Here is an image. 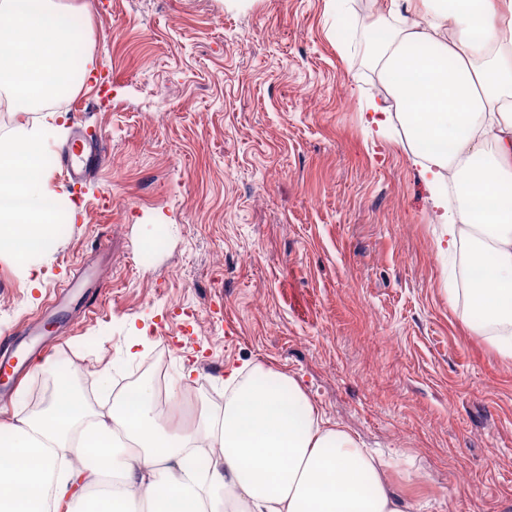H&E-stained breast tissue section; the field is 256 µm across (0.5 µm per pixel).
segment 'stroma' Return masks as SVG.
Wrapping results in <instances>:
<instances>
[{"label": "stroma", "mask_w": 512, "mask_h": 512, "mask_svg": "<svg viewBox=\"0 0 512 512\" xmlns=\"http://www.w3.org/2000/svg\"><path fill=\"white\" fill-rule=\"evenodd\" d=\"M60 2L96 68L60 110L103 157L72 186L69 137L48 142L49 183L81 210L40 287L0 250V339L37 319L67 331L0 423L45 409L64 377L108 405L158 353L186 393L164 424L182 427L222 409L226 372L259 364L381 453L416 512H512V360L448 298L454 261L400 132L362 117L384 95L361 29L375 0ZM79 268L97 305L53 325ZM135 327L148 340L130 359Z\"/></svg>", "instance_id": "1"}]
</instances>
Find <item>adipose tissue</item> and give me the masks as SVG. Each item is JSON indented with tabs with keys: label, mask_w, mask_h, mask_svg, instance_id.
<instances>
[{
	"label": "adipose tissue",
	"mask_w": 512,
	"mask_h": 512,
	"mask_svg": "<svg viewBox=\"0 0 512 512\" xmlns=\"http://www.w3.org/2000/svg\"><path fill=\"white\" fill-rule=\"evenodd\" d=\"M385 0L371 24L386 94L363 111L378 132L401 127L438 210L440 251L480 270L464 294L466 326L486 330L512 359V30L503 0ZM0 105L26 112L63 79L75 39L58 0H0ZM63 113L0 135V243L14 246L30 287L33 255L74 219L68 193L45 186L47 135ZM152 382L88 409L60 380L47 410L0 428V512H413L382 464L325 420L292 377L254 365L224 378V410L187 428L163 427ZM218 449L202 475L194 443Z\"/></svg>",
	"instance_id": "adipose-tissue-1"
}]
</instances>
